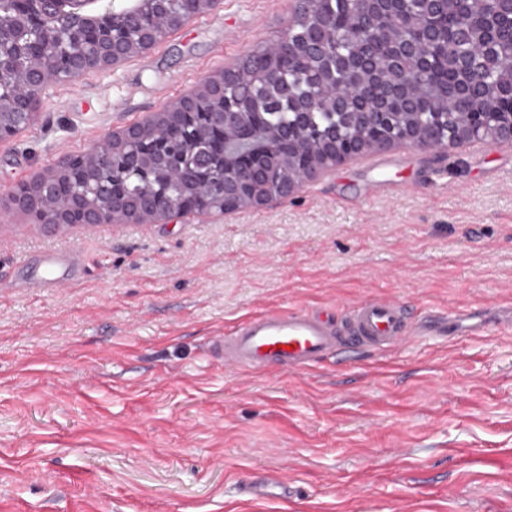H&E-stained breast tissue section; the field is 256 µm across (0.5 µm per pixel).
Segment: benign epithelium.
<instances>
[{"instance_id": "benign-epithelium-1", "label": "benign epithelium", "mask_w": 512, "mask_h": 512, "mask_svg": "<svg viewBox=\"0 0 512 512\" xmlns=\"http://www.w3.org/2000/svg\"><path fill=\"white\" fill-rule=\"evenodd\" d=\"M178 25L213 11L223 0H178ZM94 0H25L21 19L38 21L40 38L13 42L0 55V142L16 136L36 120L43 96L58 80L77 79L89 70H106L150 49L172 26L147 28L135 12L108 7L87 15ZM306 0H293L289 26L305 19L307 28L294 39L283 34L272 49L290 58L320 57L316 39L321 18L305 13ZM435 31L411 40V51L429 60ZM33 57L18 81L6 78L10 60ZM234 69L208 79L202 88L182 97L168 111L105 136L81 156H69L53 172L12 192L14 203L37 223L53 228L101 224H144L189 213L220 215L243 206L263 205L293 195L336 166L373 150L406 146L445 152L465 143L489 141L512 147V86L500 92L505 111L486 112L477 106L459 111L448 98L446 112H342V123L323 128L313 122L317 100L300 104L284 123L263 139L252 114L236 112L224 97L207 94L224 87ZM175 138L193 142L182 155L169 152ZM269 192L255 194L257 186Z\"/></svg>"}]
</instances>
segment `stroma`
Returning a JSON list of instances; mask_svg holds the SVG:
<instances>
[{"instance_id": "stroma-1", "label": "stroma", "mask_w": 512, "mask_h": 512, "mask_svg": "<svg viewBox=\"0 0 512 512\" xmlns=\"http://www.w3.org/2000/svg\"><path fill=\"white\" fill-rule=\"evenodd\" d=\"M224 0L57 82L0 142V512H512V148L378 151L219 218L52 229L16 185L159 112L287 30ZM47 248L85 278L26 288ZM367 298L467 311L472 336L342 349L301 374L219 360L270 310Z\"/></svg>"}]
</instances>
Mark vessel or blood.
Segmentation results:
<instances>
[{"label":"vessel or blood","instance_id":"1","mask_svg":"<svg viewBox=\"0 0 512 512\" xmlns=\"http://www.w3.org/2000/svg\"><path fill=\"white\" fill-rule=\"evenodd\" d=\"M42 274L35 286L53 291L84 270L76 250L41 253ZM417 328L398 302L369 298L353 307L347 333L303 310L268 311L243 321L219 342V350L238 367L262 371L275 366L295 373L306 370L345 345L392 346L406 341Z\"/></svg>","mask_w":512,"mask_h":512}]
</instances>
